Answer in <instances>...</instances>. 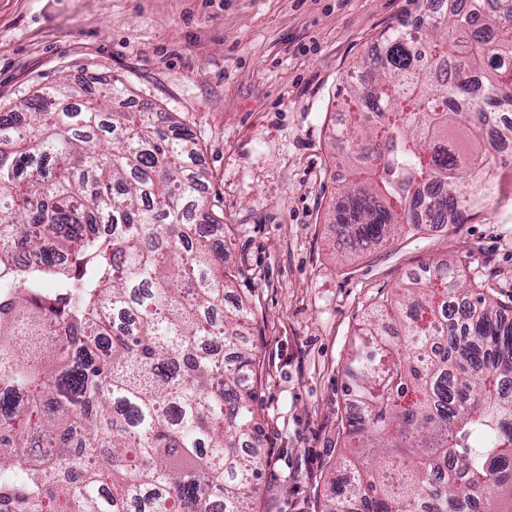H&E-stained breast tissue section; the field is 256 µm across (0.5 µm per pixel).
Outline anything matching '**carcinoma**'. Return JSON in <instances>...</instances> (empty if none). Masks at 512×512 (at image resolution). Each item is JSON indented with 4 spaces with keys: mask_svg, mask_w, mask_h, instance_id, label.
<instances>
[{
    "mask_svg": "<svg viewBox=\"0 0 512 512\" xmlns=\"http://www.w3.org/2000/svg\"><path fill=\"white\" fill-rule=\"evenodd\" d=\"M482 0H448L417 33L380 36L367 80L343 86L335 129L353 178L334 210L344 251H368L438 216L464 224L480 203L473 169L501 157L479 116L512 107V0L494 25ZM479 79L470 80L472 73ZM114 78L94 99L67 84L0 112V512H246L271 459L254 410L256 357L226 241L191 164L188 124L152 106L115 112ZM459 306L450 321L448 302ZM51 326L59 351L39 346ZM363 335L346 392L357 460L326 512H501L512 492V321L461 274L437 264ZM21 394L26 406L13 408Z\"/></svg>",
    "mask_w": 512,
    "mask_h": 512,
    "instance_id": "carcinoma-1",
    "label": "carcinoma"
}]
</instances>
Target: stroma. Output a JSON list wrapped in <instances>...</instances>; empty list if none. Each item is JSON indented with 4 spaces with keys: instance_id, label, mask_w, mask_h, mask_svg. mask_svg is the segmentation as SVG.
<instances>
[{
    "instance_id": "35a3bbf8",
    "label": "stroma",
    "mask_w": 512,
    "mask_h": 512,
    "mask_svg": "<svg viewBox=\"0 0 512 512\" xmlns=\"http://www.w3.org/2000/svg\"><path fill=\"white\" fill-rule=\"evenodd\" d=\"M426 0H0V111L79 77L120 79L195 134L224 214L233 300L262 361L254 407L273 452L253 512H323L350 413L356 330L419 269L452 258L512 306V155L488 198L440 235L339 258L346 175L329 135L337 91L381 32Z\"/></svg>"
}]
</instances>
